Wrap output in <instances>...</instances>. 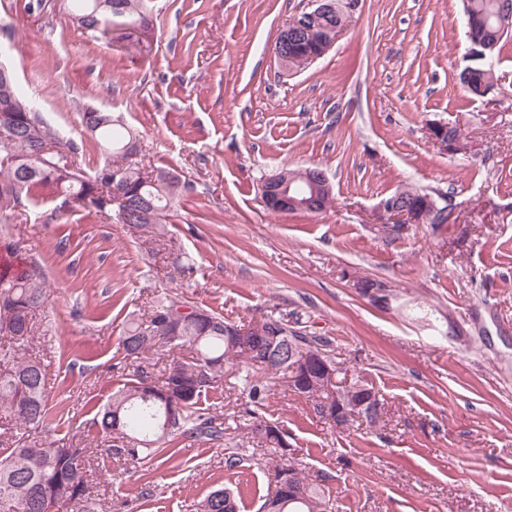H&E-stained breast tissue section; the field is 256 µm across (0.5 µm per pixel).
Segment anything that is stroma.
Returning <instances> with one entry per match:
<instances>
[{"mask_svg": "<svg viewBox=\"0 0 512 512\" xmlns=\"http://www.w3.org/2000/svg\"><path fill=\"white\" fill-rule=\"evenodd\" d=\"M300 4L160 0L142 47L114 32L90 38L66 0L37 18L0 0L13 27L6 57L37 108L83 139L84 170L102 160L80 122L94 106L138 133L146 169L190 185L166 213L169 251L149 233L57 209L43 187L35 205L0 219L48 280L25 353L47 369L51 408L37 429L0 410V433L91 441L112 512H193L225 485L241 512H256L269 464L243 424L238 385L208 397L230 429L224 445L181 438L169 460L108 455L92 418L125 380L123 324L149 301L178 297L238 324L296 312L387 407L383 427L341 433L272 387L262 416L288 427L335 512H512V39L496 89L473 99L458 83L468 64L460 0H361L333 49L288 76L274 44ZM438 122L456 126L469 151L434 144L427 129ZM300 166L326 173L331 204L268 211L261 178ZM408 186L448 204L453 221L385 240L378 206ZM177 260L190 277H176ZM361 278L388 286L387 305L360 295ZM232 452L246 460L234 473L224 467Z\"/></svg>", "mask_w": 512, "mask_h": 512, "instance_id": "obj_1", "label": "stroma"}]
</instances>
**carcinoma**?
I'll list each match as a JSON object with an SVG mask.
<instances>
[{
    "label": "carcinoma",
    "mask_w": 512,
    "mask_h": 512,
    "mask_svg": "<svg viewBox=\"0 0 512 512\" xmlns=\"http://www.w3.org/2000/svg\"><path fill=\"white\" fill-rule=\"evenodd\" d=\"M76 23L94 34L126 30H149L154 0H66ZM512 0H462L466 52L489 47L488 57L463 69L459 84L474 98L486 96L496 81L493 52L509 32L502 30V13ZM308 30L303 44L288 52L284 67L300 72L308 66L307 56L330 27L345 22L343 17L323 14L299 15ZM11 100L13 111L0 112V214L14 212L23 196L35 187L49 186L60 199L61 209L89 213H111L135 230H145L165 221L173 200L185 190L175 184V175L158 170L145 173L133 161L136 135L110 112L87 107L81 124L101 147L104 160L95 170L85 171L78 163L83 142L66 136L31 107L20 90L14 70L0 72V96ZM0 407L24 425L42 426L50 416L47 372L41 361L19 356V347L33 335V316L48 301L49 291L40 266L21 257L17 242L0 236ZM182 303L169 297L150 306L148 315L133 314L122 338L125 364H136L111 398L97 408L93 425L121 442L109 449L118 457L142 462L161 456L172 458L180 449L171 447L177 437L210 443L224 440V423L206 406L209 390L229 378L244 382L249 405L252 439L275 454L274 473L288 468L295 473L300 496L286 490L268 491L259 512H332L325 490L308 482L293 456L290 434L284 426L264 425L257 409L270 395L269 377L286 375L276 361L260 364L256 354L270 346L269 336H228L224 316L211 309L191 306L182 320L168 318V310ZM264 324L288 329V340L308 356H319L335 366L339 380H349L339 397L328 390L325 376H315L303 395L311 401L317 417L326 404L336 407L358 404L364 396L385 398L367 379L348 374V369L331 355V340L309 331L299 319L283 315L263 317ZM185 348L189 356L171 364L160 381L142 367L146 354L164 347ZM265 431H260V427ZM92 448L63 446L52 441L41 446L0 442V512H103L99 484L90 478ZM241 501L233 491L214 490L197 504L196 512H240Z\"/></svg>",
    "instance_id": "carcinoma-1"
}]
</instances>
